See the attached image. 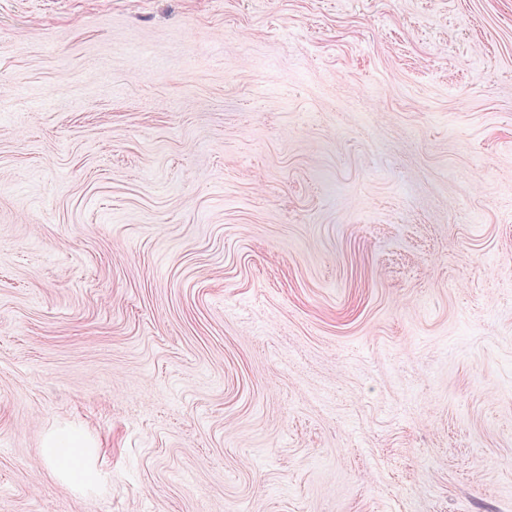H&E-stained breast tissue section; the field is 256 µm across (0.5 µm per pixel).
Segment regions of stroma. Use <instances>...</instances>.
Returning <instances> with one entry per match:
<instances>
[{"instance_id": "1", "label": "stroma", "mask_w": 512, "mask_h": 512, "mask_svg": "<svg viewBox=\"0 0 512 512\" xmlns=\"http://www.w3.org/2000/svg\"><path fill=\"white\" fill-rule=\"evenodd\" d=\"M0 512H512V0H0ZM61 448H78L77 440L71 434H60L48 442L49 458L58 467L68 468L72 452H61Z\"/></svg>"}]
</instances>
